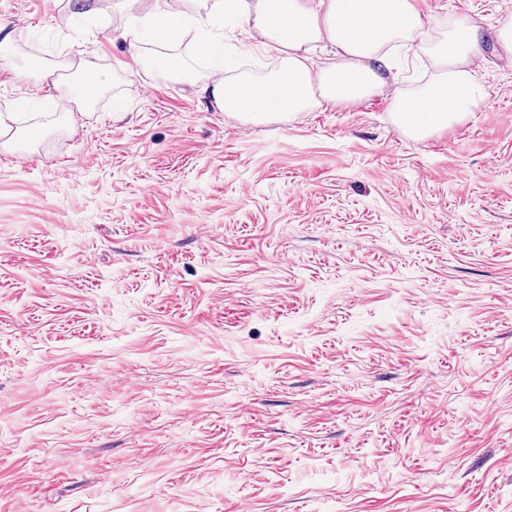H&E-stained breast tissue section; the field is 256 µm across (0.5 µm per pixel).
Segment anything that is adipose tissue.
Listing matches in <instances>:
<instances>
[{"label": "adipose tissue", "instance_id": "obj_1", "mask_svg": "<svg viewBox=\"0 0 512 512\" xmlns=\"http://www.w3.org/2000/svg\"><path fill=\"white\" fill-rule=\"evenodd\" d=\"M119 7L126 21L113 38L133 65L144 62L148 42H160L159 80L175 74L172 59L188 30L204 34L228 22L256 49L274 52L273 69L228 78L219 64L204 88L219 109L247 122L290 120L385 93L395 126L422 140L465 120L484 99L471 70L483 56L482 24H436L415 0H119ZM168 15L175 26L156 31L157 18ZM397 49L425 55L432 78L412 88L391 79Z\"/></svg>", "mask_w": 512, "mask_h": 512}]
</instances>
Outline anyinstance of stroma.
<instances>
[{
	"instance_id": "1",
	"label": "stroma",
	"mask_w": 512,
	"mask_h": 512,
	"mask_svg": "<svg viewBox=\"0 0 512 512\" xmlns=\"http://www.w3.org/2000/svg\"><path fill=\"white\" fill-rule=\"evenodd\" d=\"M113 2L0 0V512H512V52L422 141L382 97L252 124Z\"/></svg>"
}]
</instances>
